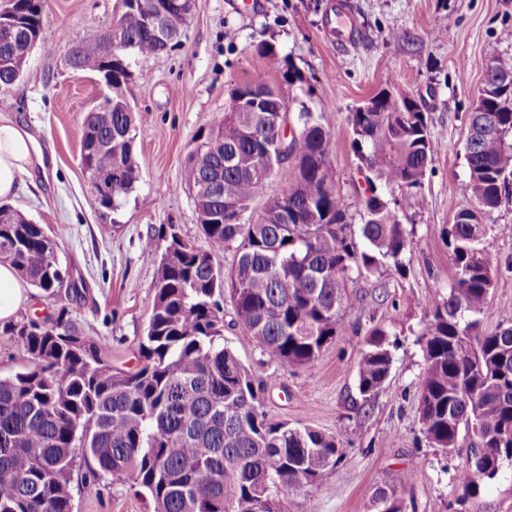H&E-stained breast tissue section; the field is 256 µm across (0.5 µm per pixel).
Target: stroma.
Masks as SVG:
<instances>
[{"instance_id":"35a3bbf8","label":"stroma","mask_w":512,"mask_h":512,"mask_svg":"<svg viewBox=\"0 0 512 512\" xmlns=\"http://www.w3.org/2000/svg\"><path fill=\"white\" fill-rule=\"evenodd\" d=\"M328 0H194L180 44L164 54L132 57L125 89L137 114L134 157L141 178L114 210L99 205L79 165L85 118L106 94L96 74L67 64L74 42L109 28L120 0H42L43 27L22 79L0 88V114L35 139L44 158L21 176L9 203L46 225L57 255L78 294L47 297L28 290L17 320L53 319L68 309L78 331L105 346L117 370L134 369L138 343L154 300L159 256L147 237L177 228L201 239L192 196L182 172L198 132L220 120L229 90L265 73L292 109L324 112L333 134L337 186L352 204V226L362 219L354 203L366 183L351 148L350 112L394 83L428 112L433 161L422 183L398 195L411 233L404 273L387 270L358 279L348 289L345 331L307 367H291L257 349L234 327L225 309L224 344L261 385L269 417L336 436L343 455L316 486L290 490L288 512L314 499L318 512H375L382 489H395L403 512H512V460L479 494L460 500L456 476L465 449L444 454L428 446L418 421L425 371L420 331L428 299L452 283L448 249L440 235L456 210L469 206L464 160L466 118L486 68L512 56V0H349L362 39L338 50L322 25ZM272 44L278 65L258 52ZM298 74L287 82L285 72ZM512 310V271L499 270L479 314L491 333ZM388 333L392 355L384 391L364 401L357 369L369 332ZM75 512H150L148 501L111 477L97 485L73 481Z\"/></svg>"}]
</instances>
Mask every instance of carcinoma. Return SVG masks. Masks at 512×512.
Instances as JSON below:
<instances>
[{"label":"carcinoma","instance_id":"1","mask_svg":"<svg viewBox=\"0 0 512 512\" xmlns=\"http://www.w3.org/2000/svg\"><path fill=\"white\" fill-rule=\"evenodd\" d=\"M112 42V112L101 125H84L91 187L100 205L116 209L135 189L140 171L133 156L135 115L124 87L130 56L164 52L159 39L185 28L193 5L167 16L166 0H121ZM14 38L0 40V85L23 76L28 45L39 41L42 11L18 0ZM103 33L74 43L68 61L101 72ZM512 56L497 58L479 90V111L468 116L464 158L471 204L456 211L441 232L454 271L447 294L428 302L421 330L425 373L419 419L428 444L443 453L471 438L457 474L463 496L476 494L512 459V310L499 328L479 333L480 314L494 288L499 262L482 246L484 217L512 205ZM266 97L276 107L279 90L256 77L232 91ZM350 113L351 146L367 191L360 248L352 236L349 206L337 189L335 145L323 114L301 111L289 129L278 112H226L200 130L184 167L203 244L162 235L144 242L161 250L148 325L139 340L141 365L117 371L91 338L79 336L61 311L50 323L23 320L0 328L27 358L21 371L0 376V512H74L72 481L104 476L131 483L148 496L153 512H286L281 495L318 484L341 458L333 436L309 427L272 422L254 381L224 346V310L259 350L295 367L313 363L344 330L348 282L384 267L404 270L411 239L399 211L378 193L417 187L433 161L429 113L390 84ZM293 156L291 178L263 204L258 218L245 214ZM222 214V222L205 217ZM235 250L228 268L215 262ZM0 262L39 292L65 286L56 244L41 225L0 205ZM392 358L387 332L372 330L358 365L364 400L381 393Z\"/></svg>","mask_w":512,"mask_h":512}]
</instances>
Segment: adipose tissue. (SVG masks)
Listing matches in <instances>:
<instances>
[{
    "label": "adipose tissue",
    "mask_w": 512,
    "mask_h": 512,
    "mask_svg": "<svg viewBox=\"0 0 512 512\" xmlns=\"http://www.w3.org/2000/svg\"><path fill=\"white\" fill-rule=\"evenodd\" d=\"M41 160L34 138L0 115V199L13 197L21 175Z\"/></svg>",
    "instance_id": "ef3b65f1"
}]
</instances>
